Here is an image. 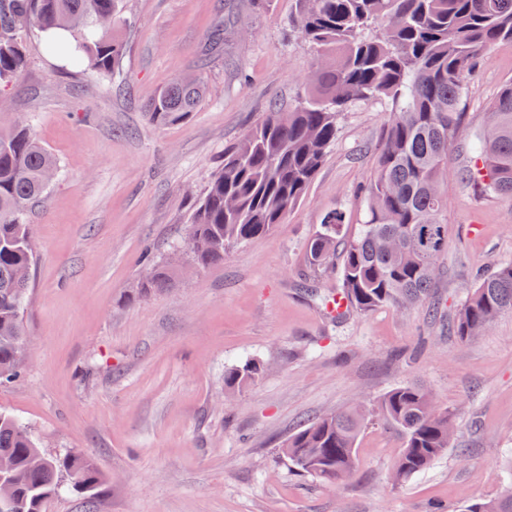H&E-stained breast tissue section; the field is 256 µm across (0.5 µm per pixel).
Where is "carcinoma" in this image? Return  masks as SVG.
Here are the masks:
<instances>
[{
    "instance_id": "obj_1",
    "label": "carcinoma",
    "mask_w": 512,
    "mask_h": 512,
    "mask_svg": "<svg viewBox=\"0 0 512 512\" xmlns=\"http://www.w3.org/2000/svg\"><path fill=\"white\" fill-rule=\"evenodd\" d=\"M295 32L316 63L297 104L275 109L224 151V168L211 179L190 220L194 265L224 261L239 243L268 235L305 196L326 150L336 142L337 117L358 101L380 100L389 119L366 190L367 220L346 239L345 213H329L311 240L313 265L340 259L339 293L350 309L424 304L436 309L433 285L447 245L448 198L441 191L448 155L461 124L465 78L474 59L501 41L512 42V0H297ZM124 0H0V88L26 70L20 33L34 28L44 49L63 56L95 80L119 73L124 43L116 32ZM202 78L176 79L150 104L158 123L181 120L205 94ZM477 160L461 178L512 202V82L488 107ZM57 159L24 126L0 131V383L21 376V310L34 261L29 208L42 202ZM171 278L155 264L141 282L146 295ZM512 313V262L483 274L461 305L449 332L467 340ZM263 365L252 360L224 371L235 390L254 381ZM376 416L398 429L404 447L394 466L404 481L424 472L450 446L452 413L419 385L390 390ZM367 422L353 408L315 418L288 437L280 453L325 483L347 481L354 448ZM94 460L82 451L49 454L30 431L0 413V512H44L63 486L99 497ZM462 512H512V483Z\"/></svg>"
}]
</instances>
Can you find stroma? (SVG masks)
Returning <instances> with one entry per match:
<instances>
[{
	"instance_id": "obj_1",
	"label": "stroma",
	"mask_w": 512,
	"mask_h": 512,
	"mask_svg": "<svg viewBox=\"0 0 512 512\" xmlns=\"http://www.w3.org/2000/svg\"><path fill=\"white\" fill-rule=\"evenodd\" d=\"M296 0H126V50L113 81L89 82L25 32L30 64L0 93V126L22 124L55 155L58 174L33 207L36 261L23 315V376L0 386L14 415L48 451L94 458L100 512H459L496 496L512 457V314L462 341L446 330L479 273L512 261V202L462 183L487 106L512 82V42L476 59L449 157L448 243L424 306L329 316L337 269H317L307 245L324 217L366 218L360 189L376 169L387 112L351 106L338 121L305 197L267 236L223 262L176 273L140 297L149 260L186 249L196 201L224 151L274 106L306 89L314 53L289 20ZM201 75L194 112L159 125L150 102L172 79ZM248 359L264 373L224 394V370ZM425 386L455 415L447 452L396 484L400 435L368 423L357 466L329 487L279 458L304 422L391 389Z\"/></svg>"
}]
</instances>
